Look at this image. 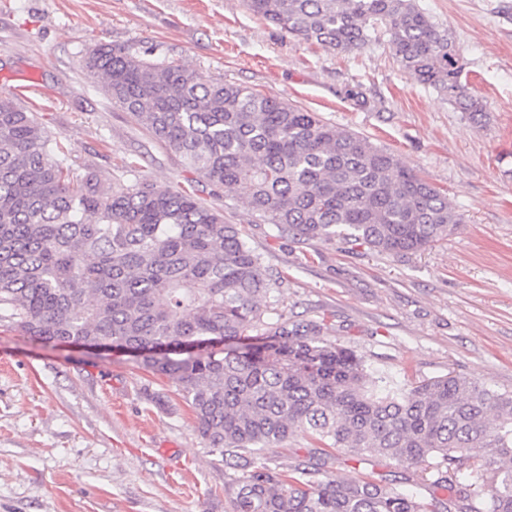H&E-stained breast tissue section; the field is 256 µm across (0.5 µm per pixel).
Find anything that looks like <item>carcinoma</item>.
I'll return each mask as SVG.
<instances>
[{"label":"carcinoma","mask_w":512,"mask_h":512,"mask_svg":"<svg viewBox=\"0 0 512 512\" xmlns=\"http://www.w3.org/2000/svg\"><path fill=\"white\" fill-rule=\"evenodd\" d=\"M247 2L288 36L337 51L364 47L381 24L403 69L474 124L486 119L455 41L414 0ZM83 72L199 180L285 235L404 256L462 222L391 153L315 112L125 45L89 46ZM64 155L0 94V320L44 345L110 344L174 380L209 452L242 472L224 485L226 512H512L511 391L451 373L408 387L371 379L324 338L327 314L263 320L276 282L193 191L140 178L103 190ZM296 431L319 445L316 463L261 460ZM329 448L413 468L418 491L345 482Z\"/></svg>","instance_id":"obj_1"}]
</instances>
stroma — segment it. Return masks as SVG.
<instances>
[{"mask_svg": "<svg viewBox=\"0 0 512 512\" xmlns=\"http://www.w3.org/2000/svg\"><path fill=\"white\" fill-rule=\"evenodd\" d=\"M456 42L473 124L385 44L299 42L246 0H0V93L12 94L101 187L144 176L193 186L277 281L276 312L328 314L327 338L402 385L460 373L512 391V0H415ZM94 43L178 61L358 133L445 192L448 237L402 257L307 241L197 181L180 157L84 77ZM345 481L413 472L341 455ZM233 470L207 452L176 383L118 350L43 345L0 321V512H224Z\"/></svg>", "mask_w": 512, "mask_h": 512, "instance_id": "1", "label": "stroma"}]
</instances>
